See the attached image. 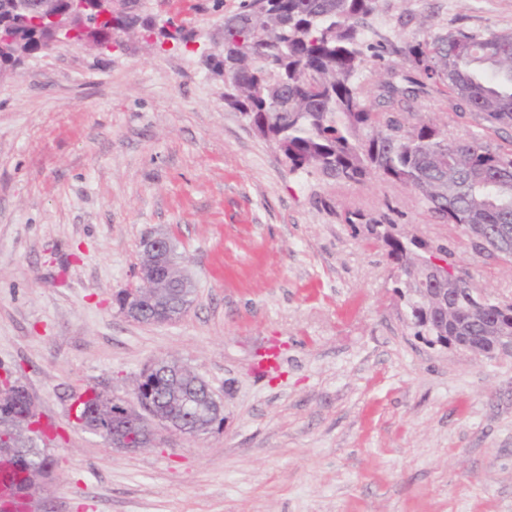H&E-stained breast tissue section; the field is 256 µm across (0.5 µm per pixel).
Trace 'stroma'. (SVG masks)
<instances>
[{
    "instance_id": "stroma-1",
    "label": "stroma",
    "mask_w": 512,
    "mask_h": 512,
    "mask_svg": "<svg viewBox=\"0 0 512 512\" xmlns=\"http://www.w3.org/2000/svg\"><path fill=\"white\" fill-rule=\"evenodd\" d=\"M238 2L186 15L185 47L63 40L0 75V367L57 431L40 512H512V356L413 336L384 249L343 213L448 245L493 296L512 266L404 187L290 172L202 62ZM379 19L399 44L510 32L512 0H382ZM157 232L197 294L139 323L118 297ZM159 359L209 384L222 426L128 452L74 424L75 396L131 397Z\"/></svg>"
}]
</instances>
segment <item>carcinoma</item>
<instances>
[{"label": "carcinoma", "mask_w": 512, "mask_h": 512, "mask_svg": "<svg viewBox=\"0 0 512 512\" xmlns=\"http://www.w3.org/2000/svg\"><path fill=\"white\" fill-rule=\"evenodd\" d=\"M380 11L381 0H273L265 10L240 0L224 22V55L207 54L204 64L228 74L224 106L269 141L290 172L346 184L376 177L408 188L432 217L463 232L482 224L492 236L499 225L512 226V146L487 141L512 125V32L458 28L397 45L373 25ZM122 25L129 34L152 35L135 16ZM34 30L31 21L14 20V36L33 52L45 38H33ZM433 92L478 130L451 137L434 123L409 122V104ZM344 221L364 224L405 277L433 252L459 268L444 244H418L358 211H346ZM433 286L453 289L459 318H468L466 279L450 275L443 284H422ZM405 309L413 335L432 343L414 302ZM141 377L146 404L176 426L200 433L216 419L213 406L199 398L203 382L179 377L162 362ZM114 410L111 395L95 392L81 403L84 426L112 423ZM27 413L21 395L11 408H0V481L32 498L52 481L54 459L47 428L31 429Z\"/></svg>", "instance_id": "carcinoma-1"}]
</instances>
